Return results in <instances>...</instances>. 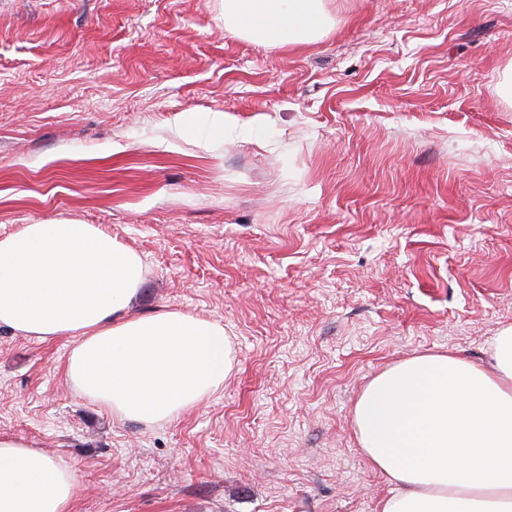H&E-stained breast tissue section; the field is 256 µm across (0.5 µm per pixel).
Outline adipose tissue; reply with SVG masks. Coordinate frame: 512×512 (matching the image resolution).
I'll return each instance as SVG.
<instances>
[{
    "mask_svg": "<svg viewBox=\"0 0 512 512\" xmlns=\"http://www.w3.org/2000/svg\"><path fill=\"white\" fill-rule=\"evenodd\" d=\"M224 25L290 45L329 26L323 0H224ZM139 254L93 224L23 225L0 237V327L42 341L74 336V389L120 420L177 419L234 368L221 323L177 311L131 318L144 282ZM353 431L388 478L380 512H512V328L488 364L444 354L374 377ZM76 478L34 444L0 438V512H68Z\"/></svg>",
    "mask_w": 512,
    "mask_h": 512,
    "instance_id": "1",
    "label": "adipose tissue"
}]
</instances>
